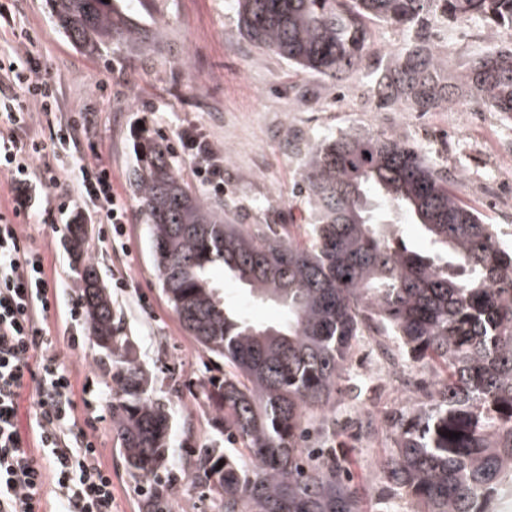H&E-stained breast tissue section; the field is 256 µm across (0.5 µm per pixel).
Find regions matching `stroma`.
Here are the masks:
<instances>
[{
	"label": "stroma",
	"instance_id": "35a3bbf8",
	"mask_svg": "<svg viewBox=\"0 0 512 512\" xmlns=\"http://www.w3.org/2000/svg\"><path fill=\"white\" fill-rule=\"evenodd\" d=\"M0 1L9 6L14 20L13 26L0 27V49H18L11 29H26V47L38 57L43 77L59 97V110L50 121L19 128L16 137L42 141L47 154H54L50 123L82 115L86 127L64 156L65 166L76 170L80 159L100 153L112 169L115 188L128 202L127 256L113 248L109 227L102 224L93 201L77 200L74 211L88 228L83 251L104 284L111 286L112 301L139 362L159 377L172 375L179 381L166 399L173 418L172 467L180 466L190 448L217 433L207 424L199 394L210 356L185 335L159 289L146 216L129 184L143 137L163 143L190 189L208 203L230 205L239 223L305 224L309 212L300 190V162L306 144L344 131L392 130L443 166L457 198L494 225L503 244L512 245V195L500 194L490 162L495 148L512 150V118L484 110L480 123L472 126L452 107L418 112L396 100L390 108H379L377 89L365 73L339 83L295 69L255 47L240 33L238 0H152L147 8L139 0H122L126 13L146 28L150 45L140 53L98 56L81 53L64 38L50 14L49 0ZM430 32L432 44L457 68L491 42L512 44V29L492 34L472 19L438 17ZM188 124L224 152L223 195H213L192 176L194 162L174 136ZM0 212L18 214L25 245L44 254L49 276L60 289L61 304L48 313L45 329L84 389L76 397L73 430L95 438L100 460L112 475L114 512H140L141 496L116 451L110 389L94 360L87 324L70 322L64 313L79 300L67 220L57 213L52 190L36 183L14 187L3 173ZM119 278L126 279V287H113ZM375 346L374 337H364L350 362L351 369L364 372L370 381L364 402L354 405L341 399L334 410L342 422L370 413L379 424V435L366 442L351 429L336 445L346 457L349 476L365 493L364 512H414V503L384 492L376 478V461L391 446V416L425 399L434 377L416 369L413 389L400 386L372 363Z\"/></svg>",
	"mask_w": 512,
	"mask_h": 512
}]
</instances>
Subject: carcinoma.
<instances>
[{
	"mask_svg": "<svg viewBox=\"0 0 512 512\" xmlns=\"http://www.w3.org/2000/svg\"><path fill=\"white\" fill-rule=\"evenodd\" d=\"M57 27L96 56L148 35L110 0H49ZM469 17L490 31L512 29V0H238L243 36L303 70L340 80L365 68L371 21L415 31L402 52L377 61L378 95L419 112L456 103L466 90L490 112L512 117V45L476 53L453 68L430 41L436 12ZM311 223L235 224L193 193L162 144L142 141L130 186L148 223L162 293L185 333L214 358L200 382L211 426L253 460L214 442L193 448L181 471L218 512H363L361 489L333 446L343 426L336 396L357 400L349 361L361 337L392 336L434 374L427 399L392 419V448L378 461L384 489L415 512H493L512 481V247L448 189V178L394 132H348L305 147L301 173ZM417 224L426 250L397 239L379 203ZM237 281L254 303L284 312L248 320L210 277ZM80 300L112 393V428L141 512H174L169 465L171 414L156 395L112 297L97 287L91 259L77 270ZM460 434L449 438V433ZM223 466H218V462Z\"/></svg>",
	"mask_w": 512,
	"mask_h": 512,
	"instance_id": "1",
	"label": "carcinoma"
}]
</instances>
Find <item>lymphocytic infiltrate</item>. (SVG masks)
Instances as JSON below:
<instances>
[{"label":"lymphocytic infiltrate","mask_w":512,"mask_h":512,"mask_svg":"<svg viewBox=\"0 0 512 512\" xmlns=\"http://www.w3.org/2000/svg\"><path fill=\"white\" fill-rule=\"evenodd\" d=\"M0 75L24 90L19 97L0 95L1 125L20 127L35 114L56 112V89L41 77L33 53L0 55ZM177 138L197 161L196 180L223 193V152L192 126L182 127ZM44 151L42 142L0 134V172L17 187L36 180L56 190L63 214L72 210L75 198L97 201L112 226L114 246L124 247L127 203L112 185L111 168L99 158L82 161L69 189L64 167L44 161ZM57 299L45 256L24 246L18 225L0 213V512H42L49 493L56 512H112V477L95 443L85 436L70 439L75 381L41 324ZM27 386L37 412L26 428L19 399Z\"/></svg>","instance_id":"lymphocytic-infiltrate-1"}]
</instances>
